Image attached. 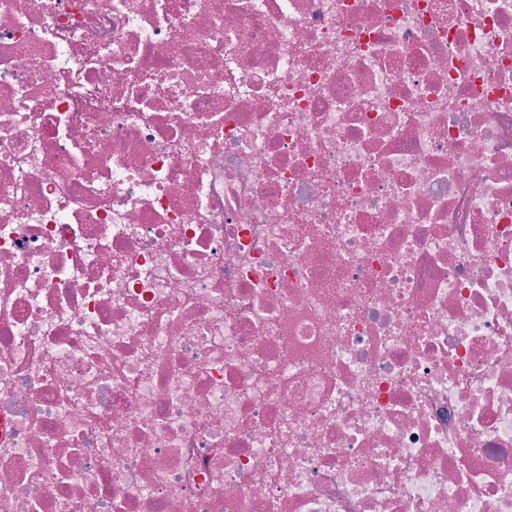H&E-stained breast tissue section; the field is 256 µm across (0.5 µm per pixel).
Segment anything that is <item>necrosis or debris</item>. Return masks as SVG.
<instances>
[{"label":"necrosis or debris","instance_id":"obj_1","mask_svg":"<svg viewBox=\"0 0 512 512\" xmlns=\"http://www.w3.org/2000/svg\"><path fill=\"white\" fill-rule=\"evenodd\" d=\"M0 512H512V0H0Z\"/></svg>","mask_w":512,"mask_h":512}]
</instances>
